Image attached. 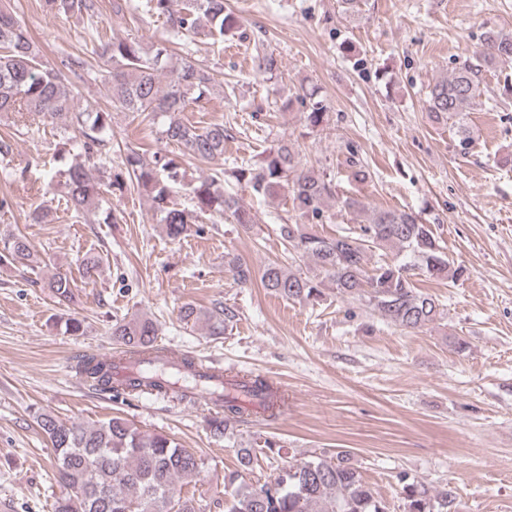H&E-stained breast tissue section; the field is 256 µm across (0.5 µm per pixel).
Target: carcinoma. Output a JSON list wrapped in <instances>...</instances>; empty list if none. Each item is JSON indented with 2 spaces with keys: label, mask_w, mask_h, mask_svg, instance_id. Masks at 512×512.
<instances>
[{
  "label": "carcinoma",
  "mask_w": 512,
  "mask_h": 512,
  "mask_svg": "<svg viewBox=\"0 0 512 512\" xmlns=\"http://www.w3.org/2000/svg\"><path fill=\"white\" fill-rule=\"evenodd\" d=\"M172 5L173 0H146L147 12L168 23L167 36L151 50L133 40L114 39L106 44L104 54L112 68L104 77V96L120 112L168 116L160 140L176 145L183 156L218 162L224 159L228 137L224 125L198 128L177 117L187 104L210 94L214 75L192 60L172 62L170 45L200 33L222 42L237 20L225 11L224 0H183L177 11ZM43 8L50 14H95L93 0H43ZM505 63L512 64V34L490 28L481 45L431 87L428 111L438 120L468 111L481 96L482 72ZM300 100L309 103L308 125L319 127L325 111L322 102L314 100L312 93L302 94ZM14 112H36L56 127L75 132L67 145H78L84 160L70 165L61 176L67 204L86 219L99 215V224L118 223L117 214L102 209V186L122 192L134 185L148 195L159 223L173 240L186 237L191 225L212 212L244 228L254 223L236 197L224 194L220 178L190 179L181 163L167 153L155 151L148 156L146 151L130 147L121 168L101 170L95 157L108 143L112 113L98 108L75 110L67 76L43 62L16 15L0 8V116ZM223 176L244 185L256 197H287L298 217L311 221L321 220L333 206L355 217L365 210L361 199L340 194L326 174L304 167L298 151L286 141L264 152L260 160L243 162ZM178 193L189 197L192 208L175 201ZM279 233L299 257L314 262L316 273L302 276L269 264L260 275L261 286L268 292L288 300L320 303L325 289L332 288L341 297L365 300L372 310L406 330L423 328L441 317L439 301L418 289L416 271L452 282L463 275L462 267L448 258L430 225L409 210L375 211L367 221L360 220L357 227L334 237L309 232L304 224H281ZM376 250H391L396 257H381L370 266L367 254ZM36 262L23 237L12 235L0 245V265L30 269ZM100 265L101 257H84L78 266L81 279L95 278ZM230 271L241 286L253 281L251 268L239 259L230 262ZM46 287L56 298L67 301L76 283L72 276L58 273ZM112 336L125 347L126 354L147 353L156 349L158 328L148 318L123 320L112 325ZM81 368L98 389L112 390L111 362L88 358ZM234 382L267 393V417L273 419L284 412L287 400L272 391L261 376L239 374ZM146 387L163 394L177 392L185 400L193 394L191 387H177L168 378L157 376L133 382L125 391L141 393ZM246 414L245 408L226 396L224 419L213 420L211 428L222 434L229 423ZM37 420L50 438L58 477L69 489L54 501L52 512H198L194 499L181 492L203 467L202 459L191 449L163 434L143 436L118 416L86 425L66 423L47 413L39 414ZM282 451L277 441L268 438L258 450L240 448V472H251L260 460H274ZM397 479L402 484L404 512H448L453 490L434 493L405 473ZM224 512H390V508L373 495L350 463L348 452L339 451L334 455L315 452L288 463L258 486L236 487L224 498Z\"/></svg>",
  "instance_id": "1"
}]
</instances>
